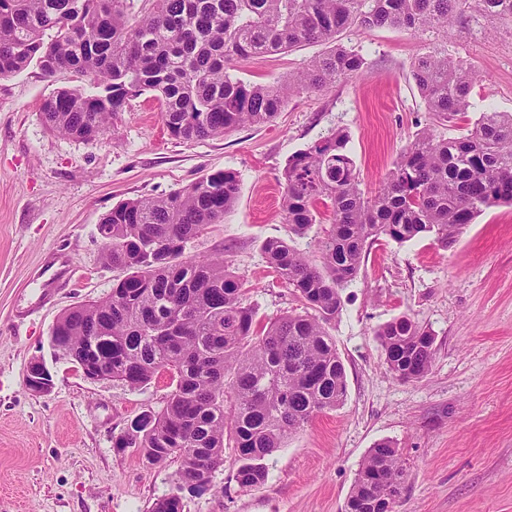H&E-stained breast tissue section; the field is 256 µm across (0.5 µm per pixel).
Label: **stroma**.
<instances>
[{
	"label": "stroma",
	"mask_w": 512,
	"mask_h": 512,
	"mask_svg": "<svg viewBox=\"0 0 512 512\" xmlns=\"http://www.w3.org/2000/svg\"><path fill=\"white\" fill-rule=\"evenodd\" d=\"M337 43L360 51L362 71L318 92L289 96L272 122L221 137L169 135L151 95L130 101L112 133L86 144L50 131L42 102L77 77H45L37 66L0 78V512H151L177 492L183 512H345L360 464L376 443L399 448L407 478L394 512H512V206L486 209L457 241L367 249L341 292L329 332L344 364L347 398L316 414L264 460L265 483L239 488V461L225 448L215 490L178 489V462L147 466L136 449L113 448L132 420L160 411L167 379L133 389L89 381L54 355L49 339L67 309L109 295L120 270L104 263L97 226L118 203L164 197L202 175L229 170L240 193L222 223L191 243L190 256L223 253L247 279L262 322L300 313L303 303L270 269L262 244L287 240L313 263L330 223L292 235L281 207V174L322 136L348 133L366 193H374L424 126L453 137L479 112H512V22L489 25L472 8L448 32L349 28ZM326 42L233 63L247 82L275 84L328 53ZM463 60L477 74L465 118L428 111L411 79L417 55ZM63 265L47 303H36L49 259ZM407 315L434 334L426 377L401 382L386 370L374 331ZM53 377L49 392L26 384L33 359Z\"/></svg>",
	"instance_id": "1"
}]
</instances>
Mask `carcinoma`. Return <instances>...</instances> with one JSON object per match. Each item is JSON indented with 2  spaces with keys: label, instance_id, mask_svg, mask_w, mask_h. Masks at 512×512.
<instances>
[{
  "label": "carcinoma",
  "instance_id": "carcinoma-1",
  "mask_svg": "<svg viewBox=\"0 0 512 512\" xmlns=\"http://www.w3.org/2000/svg\"><path fill=\"white\" fill-rule=\"evenodd\" d=\"M129 22L126 0H0V78L36 64L62 70L94 91L62 88L41 107L49 129L93 143L113 127L128 102L145 93L163 105L169 134L180 140L221 136L270 121L300 90L320 91L364 66L360 51L335 45L277 85L245 82L227 71L234 59L279 54L302 42H330L343 29L390 26L446 30L472 0H150ZM490 24L512 19V0H478ZM412 80L429 111L451 122L467 112L475 86L468 64L446 55L416 57ZM341 130L295 153L283 169L282 209L297 236L321 223V265L287 241L262 244L270 268L310 309L268 324L246 303V282L223 255L180 259L210 224L236 203L232 171L206 174L163 198L124 201L103 217L107 263L124 272L105 298L73 307L53 326L57 355L83 359L89 343L112 380L131 388L166 372L175 382L164 407L135 419L136 434L113 447L138 449L149 466L180 462L179 484L213 488L232 438L241 489L265 482L262 460L283 447L317 413L347 397L344 365L328 325L340 291L359 274L365 248L381 238L403 244L431 236L454 244L485 210L512 204V113L487 110L456 137L419 130L379 190L360 188ZM376 339L389 373L424 378L433 362V333L402 315ZM406 467L399 449L378 442L364 457L345 512H371L375 500L395 504ZM151 512H183L175 493Z\"/></svg>",
  "mask_w": 512,
  "mask_h": 512
}]
</instances>
